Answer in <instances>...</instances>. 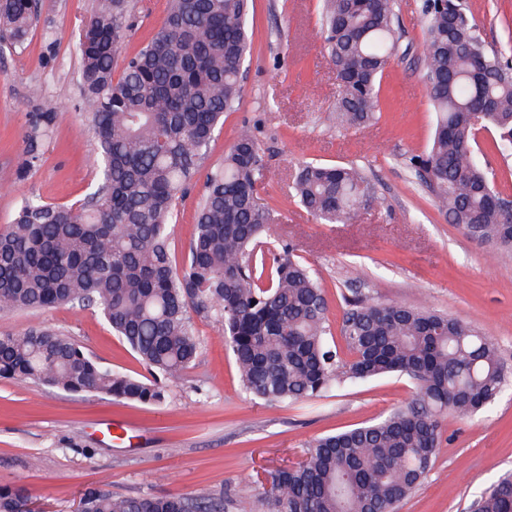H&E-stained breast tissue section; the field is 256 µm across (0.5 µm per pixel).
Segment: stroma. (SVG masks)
<instances>
[{
  "label": "stroma",
  "instance_id": "1",
  "mask_svg": "<svg viewBox=\"0 0 512 512\" xmlns=\"http://www.w3.org/2000/svg\"><path fill=\"white\" fill-rule=\"evenodd\" d=\"M98 0H40L24 48L0 47V227L23 195L54 203L82 199L96 179V144L83 114L79 33ZM489 48L512 49V0H467ZM422 0H395L404 36L381 80L378 120L337 126L341 88L320 29L319 0H254L252 51L239 105L224 116L204 164L177 202L176 259H184L205 173L219 166L238 132L251 128L270 170L261 193L274 211V240L296 245L326 291L329 323L339 331L345 301L426 306L448 313L495 343L512 369V250H492L451 224L409 159L426 153L436 116L422 78ZM167 0H131L132 55L161 27ZM53 112L55 127L25 181L15 172L27 119ZM481 132L474 154L498 190L512 197V157ZM352 165L377 198L351 224H320L289 185L299 162ZM197 361L170 383L163 403L123 404L69 394L37 382L0 380V486H22L39 512H76L87 488L115 495H193L206 489L230 500L228 512H255L270 472L299 460L313 437L373 421L407 405L408 376L389 375L332 388L321 397L270 406L240 387L221 325L193 314ZM33 326L70 335L94 359L140 378L149 370L91 309L58 306L0 312V333ZM512 470V390L490 409L443 422V442L422 485L397 512H468Z\"/></svg>",
  "mask_w": 512,
  "mask_h": 512
}]
</instances>
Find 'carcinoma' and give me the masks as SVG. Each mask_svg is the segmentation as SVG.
Masks as SVG:
<instances>
[{"instance_id": "obj_1", "label": "carcinoma", "mask_w": 512, "mask_h": 512, "mask_svg": "<svg viewBox=\"0 0 512 512\" xmlns=\"http://www.w3.org/2000/svg\"><path fill=\"white\" fill-rule=\"evenodd\" d=\"M395 0H322L325 50L343 90L336 122L360 126L379 111L381 79L400 39ZM423 78L436 112L427 153L409 159L449 220L468 235L512 248V211L478 164L473 143L494 130L512 155V58L492 50L465 0H424ZM128 0H101L79 37L85 120L96 140V180L84 198L22 197L0 230V311L92 308L151 371L115 372L61 332L0 335V377L72 393L160 404L166 382L198 357L191 312L220 322L242 389L270 405L296 404L346 382L389 373L415 383L406 406L318 436L297 464L270 473L261 512H394L429 472L448 415L468 418L500 399L509 374L495 343L427 307L347 300L338 346L315 271L291 243L268 246L273 211L258 203L268 166L242 128L206 175L188 254L172 251L176 200L199 174L215 131L241 97L250 48L249 0H169L151 41L117 68L128 37ZM38 0H0V32L21 47ZM56 114L33 112L23 179L40 160ZM292 193L322 224L354 220L374 187L353 167L302 163ZM270 275H265V271ZM81 512H225L224 499L114 496L92 487ZM23 488H0V512H30ZM512 512V473L475 502Z\"/></svg>"}]
</instances>
